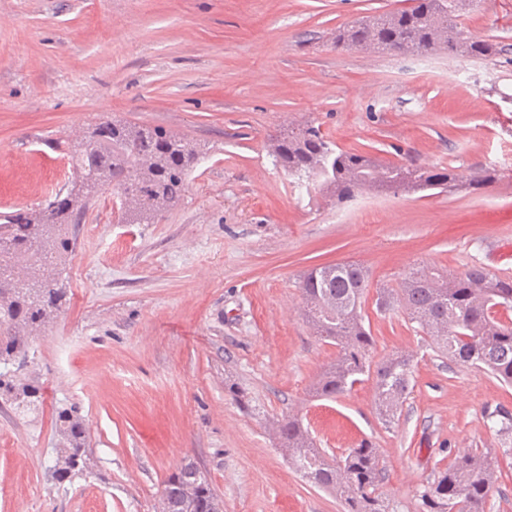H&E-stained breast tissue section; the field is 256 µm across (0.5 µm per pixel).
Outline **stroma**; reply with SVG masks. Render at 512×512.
Masks as SVG:
<instances>
[{
    "label": "stroma",
    "mask_w": 512,
    "mask_h": 512,
    "mask_svg": "<svg viewBox=\"0 0 512 512\" xmlns=\"http://www.w3.org/2000/svg\"><path fill=\"white\" fill-rule=\"evenodd\" d=\"M411 0H0V210L49 198L55 158L106 119L161 126L205 156L156 224L121 223L115 188L81 224L68 302L34 343L35 412L0 407V512H156L164 480L198 462L224 512H341L289 464L267 425L295 414L334 454L370 440L395 512L464 451L491 452L486 512H512V456L487 425L512 386L437 354L404 312L364 313L374 360L413 361V391L384 426L374 383L311 389L335 358L303 316L299 276L351 262L372 285L412 268L512 274V0L462 23L507 45L492 61L336 47V28ZM314 124L339 149L398 164L492 167L500 180L435 196L344 204L276 167L267 139ZM244 389L257 413L228 396ZM78 404L87 476L57 486L55 416Z\"/></svg>",
    "instance_id": "35a3bbf8"
}]
</instances>
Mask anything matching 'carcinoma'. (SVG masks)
Segmentation results:
<instances>
[{"label":"carcinoma","instance_id":"cac0c4a2","mask_svg":"<svg viewBox=\"0 0 512 512\" xmlns=\"http://www.w3.org/2000/svg\"><path fill=\"white\" fill-rule=\"evenodd\" d=\"M464 0H412L404 9L366 16L336 29L334 42L359 50L423 54L437 50L462 58L492 59L506 46L472 35L459 22ZM269 153L286 173L319 184L336 202H348L362 188L377 193H426L481 189L499 180L484 168L465 175L454 167L413 162L383 164L368 154L343 151L312 124L290 126L271 140ZM74 177L43 207L0 215V362L21 369L29 362L32 338L66 305L63 272L73 252L72 226L83 219L98 190L120 193L127 224H156L184 196L199 161L195 145L163 128L106 120L88 129L72 152ZM367 272L355 264L313 267L299 279L303 315L317 336L337 348L336 359L312 386L317 398L335 399L363 378L375 388V410L390 427L399 421L412 392L410 359L377 363L362 303ZM380 313L401 309L449 360L481 369L512 385V276L472 266L448 277L437 267L403 276L394 288L376 289ZM41 387L0 372V398L18 409L42 399ZM498 433L512 438V412L500 407ZM59 448L52 477L58 483L89 469L88 427L76 405L57 411ZM275 435L293 468L313 486L336 493L342 512H394L383 497L380 449L363 440L340 457L316 448L302 419L274 422ZM497 481L489 452H465L438 469L420 492L422 512H485ZM164 512H224V502L205 471L188 461L168 476L161 493Z\"/></svg>","mask_w":512,"mask_h":512}]
</instances>
